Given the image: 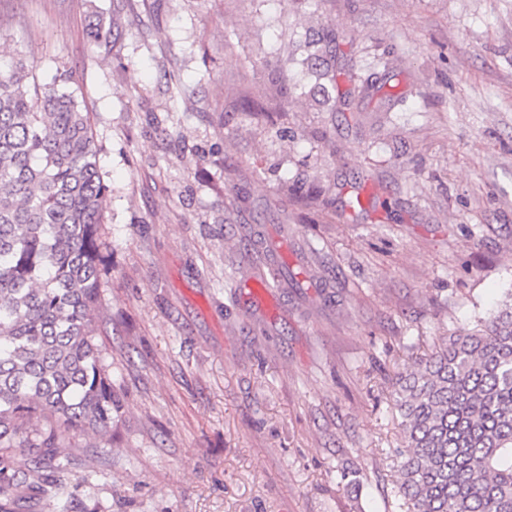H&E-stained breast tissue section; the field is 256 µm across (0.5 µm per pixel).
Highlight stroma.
Instances as JSON below:
<instances>
[{"mask_svg": "<svg viewBox=\"0 0 512 512\" xmlns=\"http://www.w3.org/2000/svg\"><path fill=\"white\" fill-rule=\"evenodd\" d=\"M0 55L72 72L109 187L121 408L36 512H400L389 393L512 297V0H0ZM384 61L404 102L347 97ZM265 236L318 282L266 313L244 290Z\"/></svg>", "mask_w": 512, "mask_h": 512, "instance_id": "obj_1", "label": "stroma"}]
</instances>
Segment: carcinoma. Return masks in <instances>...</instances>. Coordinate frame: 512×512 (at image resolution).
Listing matches in <instances>:
<instances>
[{"label": "carcinoma", "instance_id": "carcinoma-1", "mask_svg": "<svg viewBox=\"0 0 512 512\" xmlns=\"http://www.w3.org/2000/svg\"><path fill=\"white\" fill-rule=\"evenodd\" d=\"M0 64V512L62 485L70 438L112 444V384L96 341L104 182L90 118L74 92ZM174 101L186 98L167 73ZM369 73L361 98L392 92ZM403 448L394 480L406 512H512V303L405 375L389 395Z\"/></svg>", "mask_w": 512, "mask_h": 512}]
</instances>
